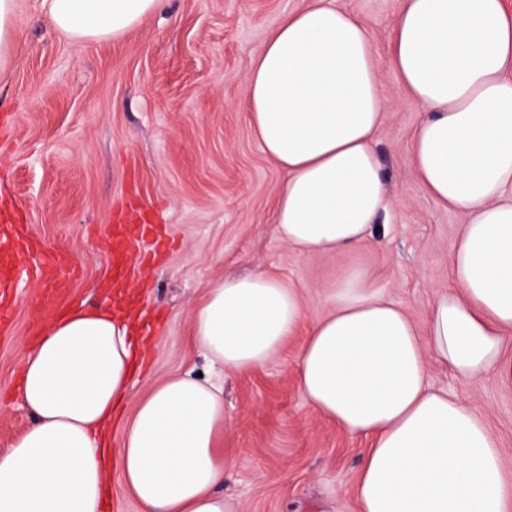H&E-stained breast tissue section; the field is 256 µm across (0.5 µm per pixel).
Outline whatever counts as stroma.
Wrapping results in <instances>:
<instances>
[{
    "mask_svg": "<svg viewBox=\"0 0 512 512\" xmlns=\"http://www.w3.org/2000/svg\"><path fill=\"white\" fill-rule=\"evenodd\" d=\"M385 55L404 0H338ZM308 0H164L125 36L100 43L66 38L43 0H16L15 47L0 66V113L18 133L0 146V193L26 215L28 231L76 268L54 302L17 274L14 327L0 335V453L32 420L19 396L22 343L72 304L101 302L112 213L153 207L161 242L138 282L153 311L154 347L132 398L172 373L210 374L191 332L209 284L264 273L297 288L308 319L326 311L327 289L361 270L387 298L424 323L436 291L448 289L462 215L432 199L409 152L421 108L384 71L385 112L374 147L391 206L355 249L306 256L283 243L272 222L285 176L262 150L245 112L254 54L288 12ZM304 334L272 362L224 375V495L233 512H359L354 485L366 441L318 415L296 379ZM433 389L474 403L512 469V385L464 382L430 363Z\"/></svg>",
    "mask_w": 512,
    "mask_h": 512,
    "instance_id": "obj_1",
    "label": "stroma"
}]
</instances>
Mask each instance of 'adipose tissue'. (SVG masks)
<instances>
[{
    "label": "adipose tissue",
    "mask_w": 512,
    "mask_h": 512,
    "mask_svg": "<svg viewBox=\"0 0 512 512\" xmlns=\"http://www.w3.org/2000/svg\"><path fill=\"white\" fill-rule=\"evenodd\" d=\"M54 27L87 43L117 39L164 0H45ZM392 69L424 108L411 141L426 192L465 217L452 289L424 325L356 270L324 296L297 377L324 419L368 440L359 512H512V474L484 414L427 382L512 383V14L504 0H405L386 58L337 0L286 15L253 58L249 126L286 179L273 222L299 253L364 242L389 207L374 140ZM305 320L296 289L254 274L206 289L197 347L230 372L273 361ZM134 298L78 303L48 322L19 362L29 427L0 455V512H106L113 481L139 512H229L224 385L193 372L154 384L129 414L148 349Z\"/></svg>",
    "instance_id": "1"
}]
</instances>
